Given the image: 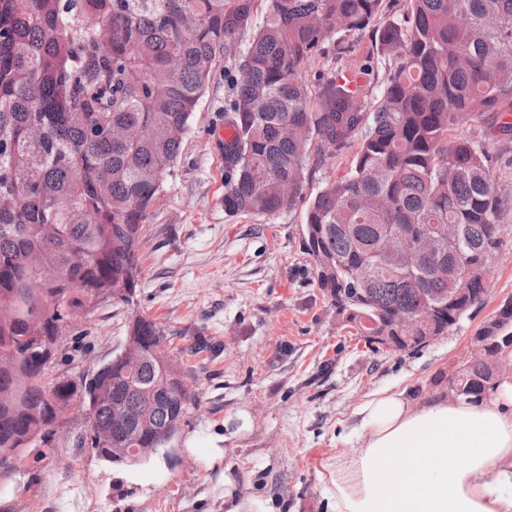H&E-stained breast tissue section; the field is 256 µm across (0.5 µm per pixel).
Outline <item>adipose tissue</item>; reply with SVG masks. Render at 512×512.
Returning <instances> with one entry per match:
<instances>
[{
  "mask_svg": "<svg viewBox=\"0 0 512 512\" xmlns=\"http://www.w3.org/2000/svg\"><path fill=\"white\" fill-rule=\"evenodd\" d=\"M353 416L361 447L327 466L336 512H512V380L478 404L380 392Z\"/></svg>",
  "mask_w": 512,
  "mask_h": 512,
  "instance_id": "ef3b65f1",
  "label": "adipose tissue"
}]
</instances>
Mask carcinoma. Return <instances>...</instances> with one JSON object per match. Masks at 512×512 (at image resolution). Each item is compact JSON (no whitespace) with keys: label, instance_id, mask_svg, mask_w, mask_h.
I'll use <instances>...</instances> for the list:
<instances>
[{"label":"carcinoma","instance_id":"carcinoma-1","mask_svg":"<svg viewBox=\"0 0 512 512\" xmlns=\"http://www.w3.org/2000/svg\"><path fill=\"white\" fill-rule=\"evenodd\" d=\"M384 0H0V480L27 449L49 442L58 417L80 407L89 427L112 432L117 463L135 448H164L199 395L167 385L175 368L161 328L132 313L131 367L114 357L80 382L49 377L58 337L106 297L130 304L141 276L144 224L217 65L240 79L224 108L235 130L224 144V212L274 216L302 198L311 155L358 149L348 173L309 201L305 244L331 304L342 290L369 300L347 318L388 328L398 311L441 304L412 336H442L453 312L478 305L486 278L448 306L455 279L439 262L491 271L512 216V187L494 170L512 158L460 139L459 122L489 123L512 138V0H409L383 18ZM371 31L379 54L355 67L312 71L327 43ZM383 88L376 110L368 99ZM126 132L123 138L112 130ZM455 224L427 255L380 260L392 234L406 238ZM489 355L512 345V299L475 336ZM477 403L489 367L466 362L451 380ZM129 407L142 424L112 412Z\"/></svg>","mask_w":512,"mask_h":512}]
</instances>
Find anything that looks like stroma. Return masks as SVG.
Instances as JSON below:
<instances>
[{"mask_svg": "<svg viewBox=\"0 0 512 512\" xmlns=\"http://www.w3.org/2000/svg\"><path fill=\"white\" fill-rule=\"evenodd\" d=\"M235 71L222 62L192 117L145 226L133 304L94 305L66 331L51 369L61 380L92 375L122 350L135 307L160 324L199 407L171 444L132 465L84 445L85 415L69 410L45 457L0 482V512H224L228 472L234 496L265 512H336L323 464L359 448L354 408L386 388L415 403L447 393L478 330L512 298L511 219L482 304L420 350L368 347L317 287L303 234L306 197L346 175L355 152L311 159L305 199L291 210L225 214L215 137Z\"/></svg>", "mask_w": 512, "mask_h": 512, "instance_id": "obj_1", "label": "stroma"}]
</instances>
